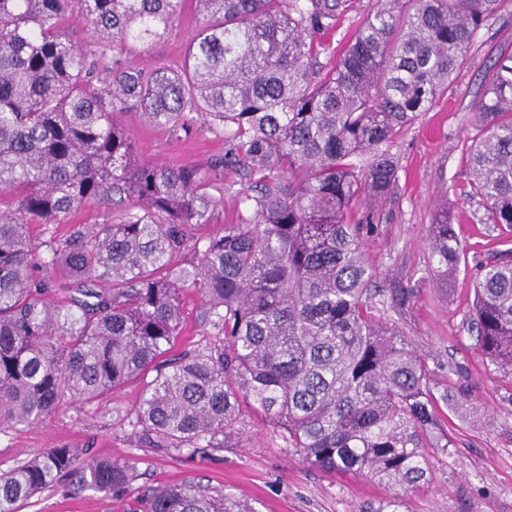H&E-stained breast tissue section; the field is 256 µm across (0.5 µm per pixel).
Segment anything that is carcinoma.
I'll list each match as a JSON object with an SVG mask.
<instances>
[{"label":"carcinoma","instance_id":"cac0c4a2","mask_svg":"<svg viewBox=\"0 0 512 512\" xmlns=\"http://www.w3.org/2000/svg\"><path fill=\"white\" fill-rule=\"evenodd\" d=\"M78 3L82 42L68 23ZM203 22L184 64L131 68L122 50L167 34L187 3ZM329 68L316 34L339 0H0V427L91 404L155 373L129 421L152 448H229L243 413L334 473L392 489L427 482L448 447L425 359L384 310L363 220L394 189L390 147L431 109L486 17L509 0H377ZM476 106L470 194L512 231V55ZM133 109L176 132L203 120L245 173L249 217L203 243L218 200L195 168L144 163L116 119ZM136 202L64 240L36 242L89 198ZM448 283L464 257L448 211L429 232ZM197 261L184 263L187 249ZM200 291L218 342L166 360L179 294ZM472 329L512 377V250L487 259ZM135 467L47 448L0 472V512L61 481L133 500L132 512H253L200 484L133 492ZM394 492L358 512H401Z\"/></svg>","mask_w":512,"mask_h":512}]
</instances>
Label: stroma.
<instances>
[{
	"instance_id": "obj_1",
	"label": "stroma",
	"mask_w": 512,
	"mask_h": 512,
	"mask_svg": "<svg viewBox=\"0 0 512 512\" xmlns=\"http://www.w3.org/2000/svg\"><path fill=\"white\" fill-rule=\"evenodd\" d=\"M376 6V0H347L334 26L317 35L327 48L319 57L322 64L342 51ZM200 24L194 9L185 7L169 35L149 45L127 43L123 58L136 68L180 66ZM504 53L512 54V7L484 22L447 91L396 140L397 184L377 207L373 227L363 237L365 259L378 273V287L412 289L399 324L425 356L435 392L448 395L442 418L449 447L444 452L428 449L432 479L405 493L404 512H512V379L481 354L470 327L479 266L512 249V231L483 223L484 206L471 195L466 177L470 144L479 134L474 108L492 64ZM119 121L140 159L212 170L210 192L219 204L210 223L199 229V238L237 222L246 183L239 171L219 164L225 151L221 132L196 124L175 133L147 123L134 110ZM443 208L465 249L457 275L445 285L433 275L427 242L428 228ZM123 211V206L109 209L90 199L62 223L48 230L34 224L29 233L37 241L50 232L62 240L75 227L88 228L109 217L121 220ZM181 303L183 331L169 352L173 358L203 347L214 335L197 290L185 289ZM144 389L140 380L99 402L70 405L43 423L0 427V471L43 449L69 444L91 449L97 457L134 463L133 486L142 495L162 484L193 481L228 490L251 502L256 512H357L362 503L390 494L365 474L334 475L311 466L284 446L276 429L252 414L245 415L247 437L235 448L199 455L139 443L129 421ZM125 507L124 500L77 492L62 482L24 503L19 512H124Z\"/></svg>"
}]
</instances>
